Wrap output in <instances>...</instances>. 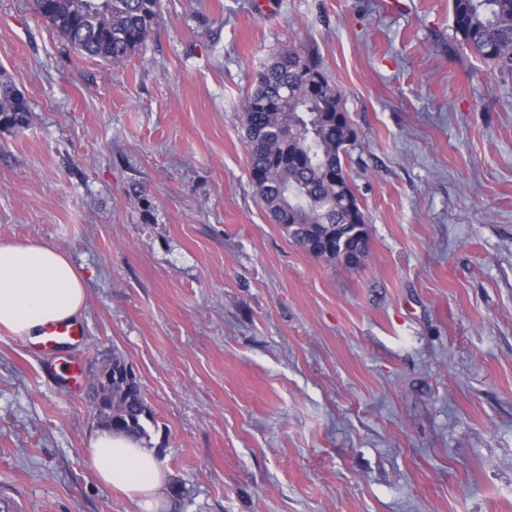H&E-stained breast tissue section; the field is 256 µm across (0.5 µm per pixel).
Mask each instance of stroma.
Wrapping results in <instances>:
<instances>
[{"instance_id":"35a3bbf8","label":"stroma","mask_w":512,"mask_h":512,"mask_svg":"<svg viewBox=\"0 0 512 512\" xmlns=\"http://www.w3.org/2000/svg\"><path fill=\"white\" fill-rule=\"evenodd\" d=\"M0 0V241L84 272L81 388L0 327V496L138 512L87 442L92 379L137 376L157 512H512V74L450 39L449 0H163L113 64ZM312 49L358 131L369 251L348 269L267 218L241 106ZM28 105L24 95L7 78L0 79V126H19L27 122Z\"/></svg>"}]
</instances>
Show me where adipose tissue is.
<instances>
[{"label": "adipose tissue", "mask_w": 512, "mask_h": 512, "mask_svg": "<svg viewBox=\"0 0 512 512\" xmlns=\"http://www.w3.org/2000/svg\"><path fill=\"white\" fill-rule=\"evenodd\" d=\"M86 278L70 258L41 242H0V326L36 338L42 327L77 319L84 310ZM88 453L98 481L137 500L141 512H156L165 482L153 451L112 430H95Z\"/></svg>", "instance_id": "ef3b65f1"}]
</instances>
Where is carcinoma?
Listing matches in <instances>:
<instances>
[{
	"label": "carcinoma",
	"mask_w": 512,
	"mask_h": 512,
	"mask_svg": "<svg viewBox=\"0 0 512 512\" xmlns=\"http://www.w3.org/2000/svg\"><path fill=\"white\" fill-rule=\"evenodd\" d=\"M452 39L477 60L512 74V0H450ZM95 7L97 21L82 13ZM33 12L77 51L119 64L152 36L162 0H32ZM24 95L0 79V126L27 122ZM251 177L270 221L311 255L351 266L368 253V216L346 173L358 140L320 59L290 46L258 73L242 106ZM91 387L90 403L105 428L139 441L154 422L140 384L122 356L112 354Z\"/></svg>",
	"instance_id": "carcinoma-1"
}]
</instances>
